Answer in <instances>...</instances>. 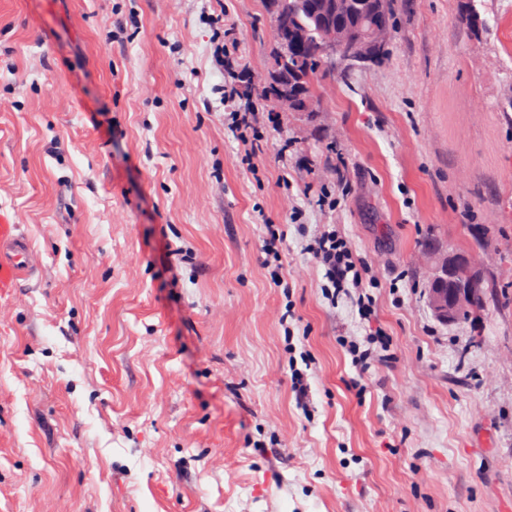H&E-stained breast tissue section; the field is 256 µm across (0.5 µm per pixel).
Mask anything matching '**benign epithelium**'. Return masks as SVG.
<instances>
[{
	"instance_id": "1",
	"label": "benign epithelium",
	"mask_w": 512,
	"mask_h": 512,
	"mask_svg": "<svg viewBox=\"0 0 512 512\" xmlns=\"http://www.w3.org/2000/svg\"><path fill=\"white\" fill-rule=\"evenodd\" d=\"M371 6L363 11L350 30L338 24L343 9L339 0H272V30L274 40L287 56L288 49L304 40L315 28L323 32L319 53L331 62H367L377 53V28L366 25L381 11L383 0H369ZM269 84L277 89L276 100L281 111L296 104L306 95V87L299 84L291 73L275 69L268 74ZM432 267L429 304L442 322L454 320L462 311L479 310V301L488 279L478 255L471 251L442 254L433 246L424 252Z\"/></svg>"
}]
</instances>
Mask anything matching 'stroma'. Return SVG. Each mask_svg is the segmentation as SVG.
<instances>
[{
  "mask_svg": "<svg viewBox=\"0 0 512 512\" xmlns=\"http://www.w3.org/2000/svg\"><path fill=\"white\" fill-rule=\"evenodd\" d=\"M460 4L391 0L385 59L320 77L251 170L212 51L233 27L263 83L264 0H0V211L39 260L0 293V512L512 501V0H475L476 31ZM325 224L372 270L371 318L322 294L305 246ZM430 233L478 249L481 316H434ZM379 329L397 362L357 370L341 339Z\"/></svg>",
  "mask_w": 512,
  "mask_h": 512,
  "instance_id": "1",
  "label": "stroma"
}]
</instances>
